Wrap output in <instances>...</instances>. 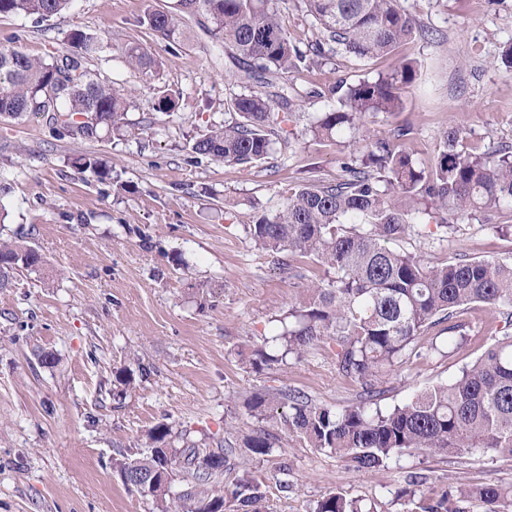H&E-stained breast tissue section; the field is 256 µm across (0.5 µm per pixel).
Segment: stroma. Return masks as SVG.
Instances as JSON below:
<instances>
[{
  "label": "stroma",
  "instance_id": "35a3bbf8",
  "mask_svg": "<svg viewBox=\"0 0 512 512\" xmlns=\"http://www.w3.org/2000/svg\"><path fill=\"white\" fill-rule=\"evenodd\" d=\"M169 0H75L65 14L38 22L0 15V47L34 57L64 51L67 34H96L99 54L88 67L131 90L128 118L135 137H56L37 118L0 119V235L24 232L44 257L39 273H20L0 289V512H157L156 500L123 484L112 471L119 453L142 451L144 432L164 423L212 449L232 446L235 466L220 481L248 476L270 512H308L327 491L378 501L402 512L397 492L412 472L429 477L424 494L448 485L512 483V460L477 454L464 459L407 453L376 471L354 470L337 455L296 444L252 454L243 439L265 428L247 400L285 388L341 409L358 389L339 374L326 349L260 372L247 359L271 331L270 319L291 304L301 280L272 255L255 249L244 225L275 213L299 184L340 173L335 144L304 140L268 162L240 169L185 146L229 119L237 93L211 39L193 27L171 45L139 22ZM427 39L403 43L395 56L361 60L337 54L294 83L306 112L338 106L329 85L357 83L392 68L419 64L403 104L377 117L389 136L408 127L398 149L433 158L445 127L469 133L475 146L512 145V72L500 61L512 44V0H401ZM139 44L162 61L151 73L130 67L121 51ZM179 91L173 114L156 109V92ZM94 155L112 169L98 181L73 162ZM404 247L440 262L453 257L512 258V214L466 223L449 241L405 239ZM472 343L446 353V337H418L440 351L386 376L382 403L454 378L490 343L499 317L479 304L462 315ZM51 353L54 364L40 357ZM144 368L137 388L116 403L117 369Z\"/></svg>",
  "mask_w": 512,
  "mask_h": 512
}]
</instances>
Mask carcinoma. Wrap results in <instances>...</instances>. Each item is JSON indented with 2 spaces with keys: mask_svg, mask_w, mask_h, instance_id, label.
I'll return each mask as SVG.
<instances>
[{
  "mask_svg": "<svg viewBox=\"0 0 512 512\" xmlns=\"http://www.w3.org/2000/svg\"><path fill=\"white\" fill-rule=\"evenodd\" d=\"M71 0H0V14L47 21L62 14ZM288 0H178L146 11L139 23L173 42L183 36L186 17L202 16L212 49L227 54L231 76L241 91L230 100L233 118L208 128L187 149L229 165L252 168L265 162L276 145L311 136L343 146L341 174L311 179L288 196L274 214L243 225L254 245L274 255L288 253L289 272L306 259L323 275L299 289L288 310L271 317L273 329L254 349L248 364L256 371L288 358L301 359L327 345L336 370L359 388L358 401L345 409L312 403L292 390L279 393L277 413L265 396L246 403L251 416L276 429L248 436L255 455L299 439L312 448L371 471L404 453L461 458L494 454L512 458V261L454 258L433 262L399 246L406 236L446 241L463 221H488L512 213V151L469 150L467 135L450 126L441 135L435 159L426 164L398 150L371 130L372 118L396 111L402 92L417 77V63L402 60L390 73L346 87L340 108L319 112L300 131L287 130L301 110L290 74L320 68L344 51L359 59L392 56L418 31L400 0H297L319 31L300 46L280 20ZM64 52L33 58L14 48L0 49V118L43 116L59 138L92 140L123 133L129 93L95 76L86 62L98 52L97 37L74 29ZM128 64L151 72L161 61L139 44L122 49ZM274 88L265 94L256 85ZM177 92H157V108L172 113ZM82 173L103 180L112 170L95 157L74 162ZM44 264L24 236L0 240V288L15 275L37 273ZM481 304L504 321L503 334L484 347L452 381L438 384L388 409L380 407V379L413 358H427L437 343L415 346L416 338L438 326L448 333L464 328V308ZM122 401L135 388L128 368L116 371ZM150 453L113 460L123 483L151 494L158 512H266L263 496L247 477L232 490L216 481L232 450L215 451L191 443L171 446L172 429L157 424L144 432ZM187 489L172 492L176 473ZM426 477L410 473L398 499L412 501ZM512 512V484L460 483L438 497H427L421 512ZM310 512H378V502L330 491Z\"/></svg>",
  "mask_w": 512,
  "mask_h": 512,
  "instance_id": "obj_1",
  "label": "carcinoma"
}]
</instances>
